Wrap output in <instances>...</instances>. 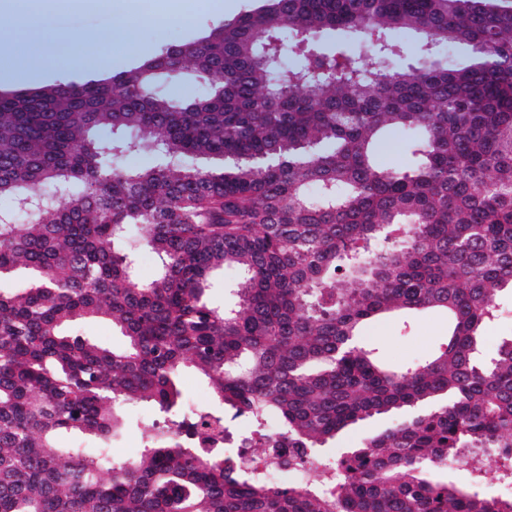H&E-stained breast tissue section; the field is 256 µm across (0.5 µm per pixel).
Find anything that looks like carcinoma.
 I'll use <instances>...</instances> for the list:
<instances>
[{"label": "carcinoma", "mask_w": 512, "mask_h": 512, "mask_svg": "<svg viewBox=\"0 0 512 512\" xmlns=\"http://www.w3.org/2000/svg\"><path fill=\"white\" fill-rule=\"evenodd\" d=\"M257 2L109 77L0 92V282L27 273L0 287V512H512L441 479L512 481V338L481 356L512 292V0ZM142 152L156 163L125 165ZM224 271L237 301L217 308ZM427 311L447 340L383 362L369 325ZM93 318L123 347L71 333ZM189 368L255 426L242 444L314 478L185 447L224 421L181 411ZM136 405L160 419L117 461ZM389 422L384 418H374L366 421L353 429L348 435L339 436L336 440L330 442L328 450L331 454L340 456L348 450L353 448L364 438L374 436L382 432L388 427Z\"/></svg>", "instance_id": "carcinoma-1"}]
</instances>
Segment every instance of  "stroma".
Wrapping results in <instances>:
<instances>
[{"mask_svg": "<svg viewBox=\"0 0 512 512\" xmlns=\"http://www.w3.org/2000/svg\"><path fill=\"white\" fill-rule=\"evenodd\" d=\"M182 9L166 23L148 21L153 0H98L96 5L82 7L68 0L62 11L75 32L77 43L94 42L110 25L129 22L134 29L132 44L113 48L102 64L107 72H116L139 61L157 49L185 43L209 26L231 14L250 8L252 0H232V8L216 9L212 0H180ZM25 22L16 11L0 7V69L35 58L44 51L38 40L25 36ZM447 332L446 324L428 313L411 319L408 324L387 323L370 329V342L378 353L394 363H405L421 355ZM154 415L144 407L128 409L121 431L113 437L110 448L115 459L133 456L140 447L145 423Z\"/></svg>", "mask_w": 512, "mask_h": 512, "instance_id": "stroma-1", "label": "stroma"}]
</instances>
